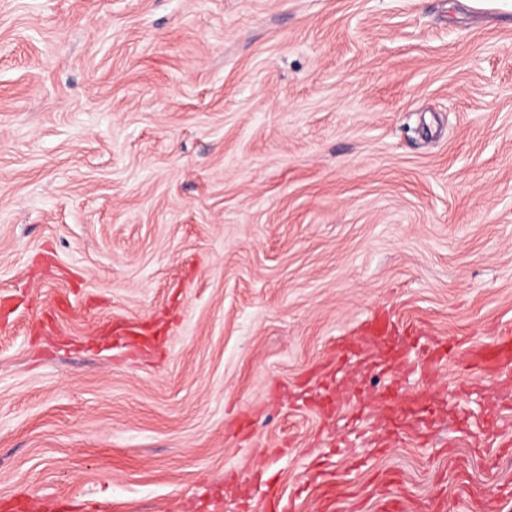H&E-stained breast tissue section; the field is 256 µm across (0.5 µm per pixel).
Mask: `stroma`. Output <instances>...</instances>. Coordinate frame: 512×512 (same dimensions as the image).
<instances>
[{"label": "stroma", "instance_id": "obj_1", "mask_svg": "<svg viewBox=\"0 0 512 512\" xmlns=\"http://www.w3.org/2000/svg\"><path fill=\"white\" fill-rule=\"evenodd\" d=\"M457 338L392 376L374 315ZM150 317L162 349L100 325ZM512 326V0H0V503L58 512H374L455 475L512 489V386L469 345ZM365 336H347L336 342L335 346V358L336 366L334 361H330L325 365L326 369H329L328 374L336 372L337 366L344 361H349L353 356L358 355L362 351V342Z\"/></svg>", "mask_w": 512, "mask_h": 512}]
</instances>
